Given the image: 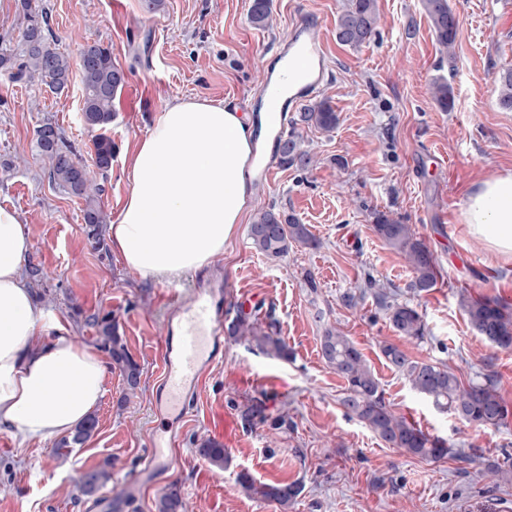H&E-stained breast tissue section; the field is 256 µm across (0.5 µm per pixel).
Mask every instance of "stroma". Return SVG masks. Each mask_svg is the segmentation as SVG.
<instances>
[{
  "mask_svg": "<svg viewBox=\"0 0 512 512\" xmlns=\"http://www.w3.org/2000/svg\"><path fill=\"white\" fill-rule=\"evenodd\" d=\"M49 10L60 51L77 58L84 41L112 49L128 79L115 101L112 167L98 175L107 217L129 190L125 163L149 132L164 100L201 98L257 112L265 66L278 58L293 23L307 13L319 24L329 78L317 97L339 117L333 132L296 126L318 158L308 169L284 170L269 153L271 179L256 183L254 209L294 213L319 240L293 245L269 258L240 224L223 257L181 280L184 294L203 281H224V299L242 314L272 309L293 356L266 354L244 341L223 340L222 354L205 374L186 413L161 418L152 411L162 370L161 341L171 333V311L159 282L131 272L110 245L93 247L82 199L48 178L35 148L36 129L57 124L82 162H90L95 133L82 119L80 73L63 93L14 82L0 71V205L17 209L30 235L25 264L40 269L37 303L68 323L77 339L97 347L91 320L118 323L143 375L135 397L123 400L118 370H110L94 411L98 427L83 444L59 439L20 445L0 432V512H155L169 482L182 484L190 512H282L248 496L237 482L295 483L301 492L289 512H512V481L488 474L512 459V423L476 428L437 410L390 368L380 346L392 343L416 359L445 363L462 382L491 376L512 408V350L489 346L473 329L460 296L512 303V259L494 258L475 241L461 216L470 185L512 171V111L498 103L500 75L512 69V14L506 0H449L458 19L454 59L437 45L422 0H378L377 34L358 47L336 40L345 0H271L266 26L249 20L252 0H163L150 13L144 0H39ZM448 81L453 105L441 110L433 80ZM387 211L411 225L440 266L435 288L410 289V268L377 235L372 213ZM316 286L307 288L305 274ZM374 278L392 301L422 315L424 341L392 329L365 281ZM358 294L350 309L342 296ZM333 327L361 350L397 414L447 440L452 456L426 460L391 448L340 404L345 382L323 361L320 338ZM260 418L246 420L249 405ZM174 440L169 463L152 484L134 474L153 438ZM199 439L224 445L229 461L216 469L193 451ZM470 455L460 464L459 454ZM104 463L112 480L94 496H79L82 471ZM134 497L119 498V490Z\"/></svg>",
  "mask_w": 512,
  "mask_h": 512,
  "instance_id": "stroma-1",
  "label": "stroma"
}]
</instances>
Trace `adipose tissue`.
Instances as JSON below:
<instances>
[{
  "label": "adipose tissue",
  "mask_w": 512,
  "mask_h": 512,
  "mask_svg": "<svg viewBox=\"0 0 512 512\" xmlns=\"http://www.w3.org/2000/svg\"><path fill=\"white\" fill-rule=\"evenodd\" d=\"M267 119L221 102L173 99L133 149L129 191L108 226L112 250L144 279H177L223 256L254 197L252 155L270 151ZM469 234L512 258V171L473 184ZM30 240L0 205V432L21 442L69 434L99 405L106 360L36 304L22 272Z\"/></svg>",
  "instance_id": "adipose-tissue-1"
}]
</instances>
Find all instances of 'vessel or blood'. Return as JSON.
Wrapping results in <instances>:
<instances>
[{"label": "vessel or blood", "mask_w": 512, "mask_h": 512, "mask_svg": "<svg viewBox=\"0 0 512 512\" xmlns=\"http://www.w3.org/2000/svg\"><path fill=\"white\" fill-rule=\"evenodd\" d=\"M290 46L293 63L283 78L285 87L268 89L265 96L272 102L285 97L296 106L316 94L324 81V48L314 24L304 18L296 22ZM223 326L224 316L216 309L214 290L195 294L182 304L179 333L163 350L156 412L169 410L179 399L193 397L219 353Z\"/></svg>", "instance_id": "b4317fda"}]
</instances>
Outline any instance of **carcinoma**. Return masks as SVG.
<instances>
[{
  "mask_svg": "<svg viewBox=\"0 0 512 512\" xmlns=\"http://www.w3.org/2000/svg\"><path fill=\"white\" fill-rule=\"evenodd\" d=\"M19 13L24 20L21 40L13 47L0 43V69L10 71L12 79L24 84L37 82L54 93L68 87L72 74L70 56L56 47V39L49 27L48 14L35 0H18ZM436 42L446 53H451L458 33V20L449 0H422ZM270 15V0H252L249 19L264 26ZM380 21L377 0H346L345 8L336 21V40L345 46L356 47L376 33ZM79 65L83 87L82 117L85 125L97 132L93 141V164L97 169L112 161L114 150L107 130L114 120V102L127 81L124 70L112 60V51L99 42L84 43L79 49ZM499 104L512 111V70L505 71L498 82ZM431 94L438 107L446 112L453 102L452 89L444 80L432 84ZM301 121L321 131L336 128L338 115L329 103L322 101L307 109ZM303 139L292 133L279 140V162L285 168L302 167L313 158L302 148ZM36 145L48 161L49 178L68 193L85 201L84 224L96 244H101L100 227L106 221L98 204L102 187L90 170L67 144L61 128L49 121L36 130ZM374 228L378 236L393 250L401 253L409 265L413 278L409 287L415 292H427L437 283L438 259L430 248L403 224L383 212H376ZM249 237L256 250L270 258H278L295 244L315 247L317 241L307 226L292 214L274 207L260 210L250 224ZM379 295L386 303L389 321L394 331L407 340H422L425 324L419 312L407 303H387L388 292ZM460 305L473 329L492 346L512 349V307L497 299L463 294ZM267 322L239 314L229 327L235 340H245L259 350L280 358H288L287 344L273 331L272 316ZM99 340L119 370L125 385V395H133L140 386V365L133 359L118 331V323L109 316L100 319ZM380 351L385 361L400 372L412 388L443 410L477 428L500 427L508 423V406L500 398L492 379L463 384L444 363L419 361L411 358L399 346L384 343ZM325 363L345 381L341 404L378 436L386 445L422 459L440 460L451 454L447 443L432 437L395 413L386 402L384 390L367 364L364 355L341 332L327 329L321 340ZM96 418L90 417L69 439L60 442L63 447L83 444L95 431ZM198 455L217 467H224L227 452L222 444L210 439L197 443ZM112 481L108 465L91 468L80 477L77 491L84 497L95 495ZM239 484L248 493L274 501L288 512V506L297 497L300 487L291 483L255 484L250 476H239ZM157 512H188L179 481L164 486L157 498Z\"/></svg>",
  "mask_w": 512,
  "mask_h": 512,
  "instance_id": "cac0c4a2",
  "label": "carcinoma"
}]
</instances>
